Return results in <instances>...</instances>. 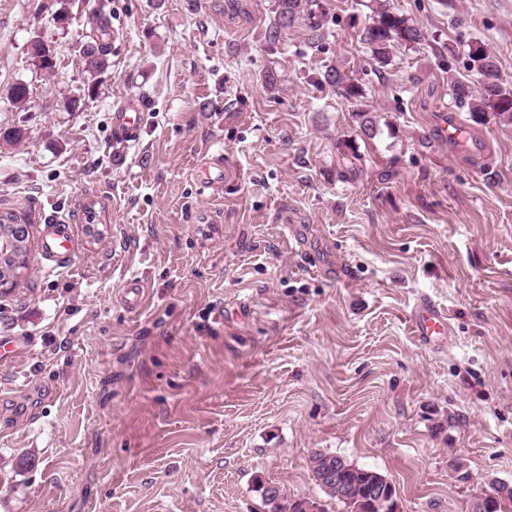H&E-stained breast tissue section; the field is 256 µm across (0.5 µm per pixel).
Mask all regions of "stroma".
<instances>
[{"label": "stroma", "instance_id": "stroma-1", "mask_svg": "<svg viewBox=\"0 0 512 512\" xmlns=\"http://www.w3.org/2000/svg\"><path fill=\"white\" fill-rule=\"evenodd\" d=\"M365 2L322 0L316 48L301 23L270 40L275 0H0V93L30 89L25 110L0 101V132L25 131L0 141V211L31 226L27 270L0 287V338L24 347L0 362V512H268L271 483L345 512L316 450L385 475L400 512H472L512 486V127L449 95L477 78L472 43L512 83V0H390L429 40L384 68ZM96 9L120 37L91 94ZM36 36L52 75L28 62ZM327 65L357 80L375 137ZM127 96L146 123L124 144ZM214 152L216 193L194 178ZM56 220L77 250L49 274ZM424 296L453 325L439 347L412 333ZM143 121V108L135 97L124 98L112 113V128L115 136L121 140L137 139Z\"/></svg>", "mask_w": 512, "mask_h": 512}]
</instances>
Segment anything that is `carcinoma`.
Segmentation results:
<instances>
[{"instance_id":"carcinoma-1","label":"carcinoma","mask_w":512,"mask_h":512,"mask_svg":"<svg viewBox=\"0 0 512 512\" xmlns=\"http://www.w3.org/2000/svg\"><path fill=\"white\" fill-rule=\"evenodd\" d=\"M274 22L270 28L272 38H277L284 29L302 19L308 21L309 40L314 44L324 38L322 25L316 20L318 0H276ZM369 23L365 26L362 39L371 52L372 59L382 67L389 64L393 49L397 46L414 48L423 44L427 37L423 30L416 27L403 14L396 12L384 0H374L370 6ZM112 28L108 17L99 19L96 27L82 44L80 52L85 64L87 91H95L98 78L111 67ZM28 56L36 70L50 74L56 62L47 44L34 37L28 42ZM468 57L472 67L479 74L488 76L485 83L470 84L454 80L450 85V95L455 104L467 109L474 118L490 113L498 122L512 125V84L504 82L500 76L497 59L482 45H470ZM320 81L336 88L349 99L363 98L362 89L347 73L335 65L325 66ZM5 99L11 106L24 109L30 99V90L26 83L15 82L5 91ZM31 248V237L21 240L13 253H0V279L11 271L21 272L27 269ZM338 455L315 451L310 456V470L313 480L318 482L321 491L330 499L345 505L347 512H389L381 493L397 498L395 486L386 476L376 470L358 466L350 461L341 469L336 480L319 482V476L328 466L336 465ZM269 512H310L313 500L309 498H290L282 487H277L275 498H264ZM491 512H507L512 506V487L505 484L495 489L491 495Z\"/></svg>"}]
</instances>
